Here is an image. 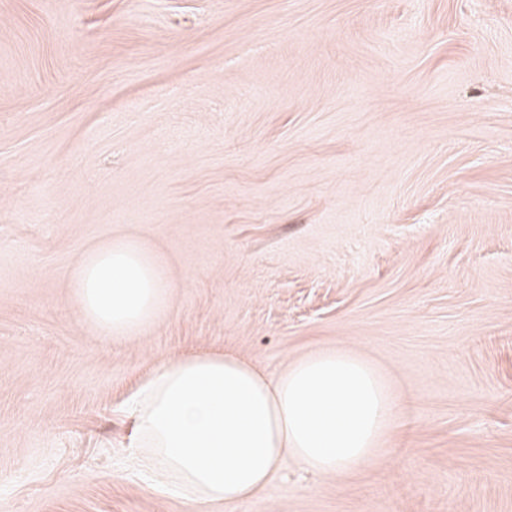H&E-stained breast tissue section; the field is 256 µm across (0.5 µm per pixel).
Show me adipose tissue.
Listing matches in <instances>:
<instances>
[{"label":"adipose tissue","instance_id":"obj_1","mask_svg":"<svg viewBox=\"0 0 512 512\" xmlns=\"http://www.w3.org/2000/svg\"><path fill=\"white\" fill-rule=\"evenodd\" d=\"M70 286L84 322L130 337L164 310L171 281L142 243L122 237L84 253ZM398 403L370 362L341 348L276 375L231 352L174 356L139 391L135 462L187 512L231 506L264 490L288 459L327 479L376 461Z\"/></svg>","mask_w":512,"mask_h":512}]
</instances>
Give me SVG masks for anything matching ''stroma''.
Listing matches in <instances>:
<instances>
[{"instance_id":"stroma-1","label":"stroma","mask_w":512,"mask_h":512,"mask_svg":"<svg viewBox=\"0 0 512 512\" xmlns=\"http://www.w3.org/2000/svg\"><path fill=\"white\" fill-rule=\"evenodd\" d=\"M131 236V338L69 273ZM340 346L400 429L208 512H512V0H0V512H185L130 465L166 359ZM70 287L84 322L102 336L130 337L164 310L172 284L142 243L122 237L84 253Z\"/></svg>"}]
</instances>
